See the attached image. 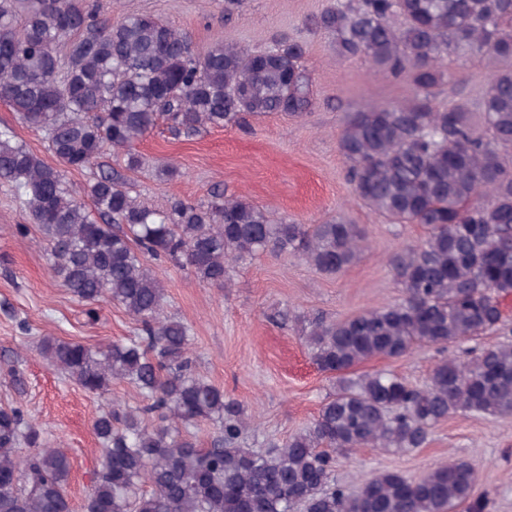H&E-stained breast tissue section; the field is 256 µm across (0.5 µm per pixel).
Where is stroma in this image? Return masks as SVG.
Masks as SVG:
<instances>
[{
  "mask_svg": "<svg viewBox=\"0 0 512 512\" xmlns=\"http://www.w3.org/2000/svg\"><path fill=\"white\" fill-rule=\"evenodd\" d=\"M328 0H244L233 18L224 16V0H112L113 19L151 14L185 30L198 50L233 41L265 46L288 32L306 44L304 65L315 99L313 109L294 117L270 114L244 127L206 129L190 138H174L165 125L136 145L139 171H126L124 156L108 153L104 168L125 172L133 195L146 205L166 207L173 198L210 200L214 190L245 196L274 219L319 224L337 217L358 225L362 250L342 271L329 275L299 257L267 255L238 264L225 287L199 285L185 268L153 262L161 281L165 314L187 322L194 336V371L245 406L258 426L248 435L258 447L304 428L332 390L304 342L306 318L321 313L341 320L400 299L388 260L420 241L417 224H393L371 210L352 191L338 148L346 117L371 106L405 103L415 96L410 80L393 78L365 58L337 57L329 40L311 33L306 20ZM450 81L440 104L462 99L478 111L492 72L487 61L465 50L444 61ZM180 168V178L165 181L156 171ZM27 232H20V225ZM36 226L21 200L0 186V366L15 365L21 386L0 369V402H20L30 420L45 430L48 445L70 458L67 486L70 512H84L85 499L101 463L95 419L114 400L144 404L126 383L113 384L107 397L85 392L59 375L38 351L54 337L103 348L136 338L139 327L122 308L99 302L94 316L53 277ZM471 344L412 351L398 360L373 359L366 371L391 370L413 383L425 381L441 360L464 358ZM453 459L478 473L477 496L485 512H512V418L456 415L439 423L426 447L401 453L363 449L340 459L339 479L348 487L385 470L416 478Z\"/></svg>",
  "mask_w": 512,
  "mask_h": 512,
  "instance_id": "35a3bbf8",
  "label": "stroma"
}]
</instances>
